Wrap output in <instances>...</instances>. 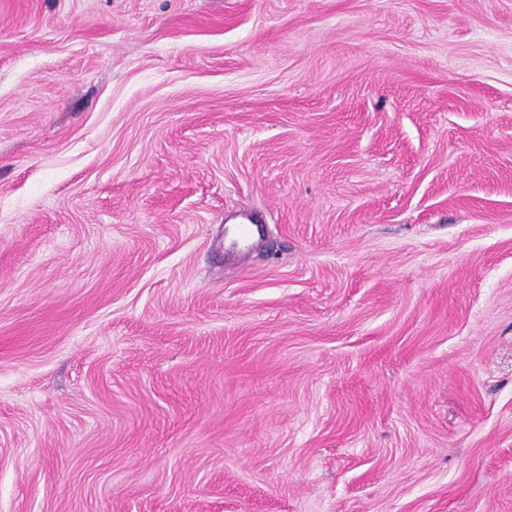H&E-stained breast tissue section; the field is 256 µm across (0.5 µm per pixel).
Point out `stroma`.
<instances>
[{"mask_svg": "<svg viewBox=\"0 0 512 512\" xmlns=\"http://www.w3.org/2000/svg\"><path fill=\"white\" fill-rule=\"evenodd\" d=\"M0 512H512V0H0Z\"/></svg>", "mask_w": 512, "mask_h": 512, "instance_id": "stroma-1", "label": "stroma"}]
</instances>
